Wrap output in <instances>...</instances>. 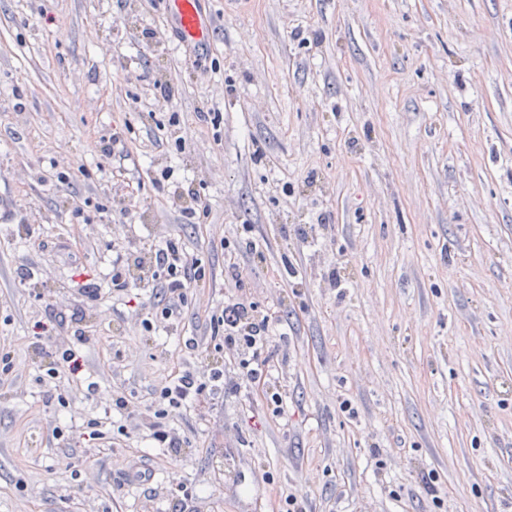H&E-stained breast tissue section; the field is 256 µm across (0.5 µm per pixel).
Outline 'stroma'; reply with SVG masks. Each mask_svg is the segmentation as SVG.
Returning a JSON list of instances; mask_svg holds the SVG:
<instances>
[{"instance_id": "stroma-1", "label": "stroma", "mask_w": 512, "mask_h": 512, "mask_svg": "<svg viewBox=\"0 0 512 512\" xmlns=\"http://www.w3.org/2000/svg\"><path fill=\"white\" fill-rule=\"evenodd\" d=\"M165 3L0 0V512H512V0H202L201 53ZM246 224L255 251L226 249ZM169 238L208 274L148 332L112 261L149 275ZM232 295L276 323L285 412L219 382L171 413L188 448L156 447L154 389L232 373ZM49 313L85 360L52 389ZM118 387L126 435L81 439Z\"/></svg>"}]
</instances>
